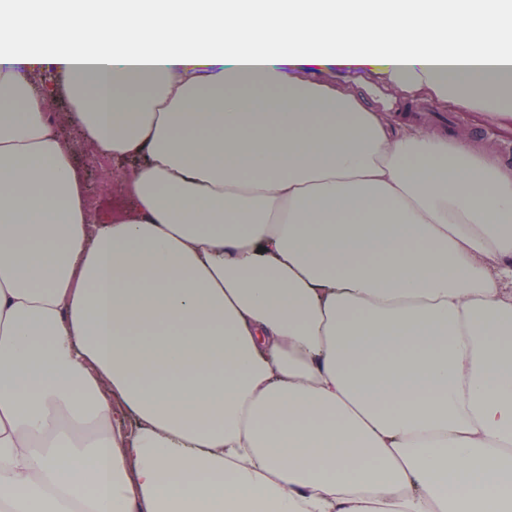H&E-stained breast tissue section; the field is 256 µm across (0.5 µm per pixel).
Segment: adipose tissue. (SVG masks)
I'll return each mask as SVG.
<instances>
[{
  "label": "adipose tissue",
  "mask_w": 512,
  "mask_h": 512,
  "mask_svg": "<svg viewBox=\"0 0 512 512\" xmlns=\"http://www.w3.org/2000/svg\"><path fill=\"white\" fill-rule=\"evenodd\" d=\"M308 66L512 124V0H0V512H512V165ZM76 162L83 173L88 187V205L100 217L113 218L120 209L128 206L127 199L112 190V160L97 157L89 158L87 153L80 152ZM116 200L118 210L113 209Z\"/></svg>",
  "instance_id": "1"
}]
</instances>
